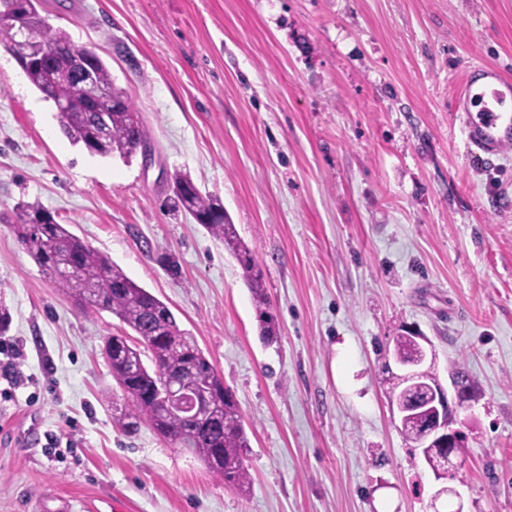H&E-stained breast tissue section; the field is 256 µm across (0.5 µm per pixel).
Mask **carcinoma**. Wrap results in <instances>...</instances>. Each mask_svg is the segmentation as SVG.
Returning <instances> with one entry per match:
<instances>
[{"label": "carcinoma", "mask_w": 512, "mask_h": 512, "mask_svg": "<svg viewBox=\"0 0 512 512\" xmlns=\"http://www.w3.org/2000/svg\"><path fill=\"white\" fill-rule=\"evenodd\" d=\"M44 2L0 0V8L11 6L24 12L29 48L41 55L26 77L44 100L67 104V111L55 113L64 135L102 158L117 156L127 161L137 151L151 148L148 128L126 93L115 87L105 61L65 30L44 32ZM68 46L91 59L98 86L112 89V108L105 113L108 131L102 138L96 136L99 113L89 111L87 86L77 75L72 56L64 51ZM173 190L184 212L236 257L258 311L261 335L268 342L276 339V321L269 312L261 269L225 216L224 205L186 175L175 176ZM16 218L15 229L27 253L57 287L82 311H109L134 332L133 343L126 336L105 337L104 352L112 377L135 408V418L144 419L157 435L198 457L212 473L224 478L226 486L247 490L250 478L243 450L248 439L238 402L195 338L180 329L171 309L39 204L18 205ZM164 374L175 379L183 375L211 378L213 418L201 421L167 411L158 392ZM388 383L399 391L404 406L419 397L417 391L402 388L397 374H391Z\"/></svg>", "instance_id": "1"}]
</instances>
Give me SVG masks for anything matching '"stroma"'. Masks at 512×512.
<instances>
[{
    "instance_id": "1",
    "label": "stroma",
    "mask_w": 512,
    "mask_h": 512,
    "mask_svg": "<svg viewBox=\"0 0 512 512\" xmlns=\"http://www.w3.org/2000/svg\"><path fill=\"white\" fill-rule=\"evenodd\" d=\"M95 48L152 158L72 145L0 46V211L39 202L171 308L238 401L247 492L148 425L79 312L0 224V308L31 382L0 380V512H433L442 482L401 431L386 351L414 331L454 426L464 512H512V150L470 147L469 63L512 74V0H50ZM216 194L263 274L266 345L234 257L170 200ZM59 434L63 444L46 445Z\"/></svg>"
}]
</instances>
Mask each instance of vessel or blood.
Returning a JSON list of instances; mask_svg holds the SVG:
<instances>
[{"label": "vessel or blood", "instance_id": "b4317fda", "mask_svg": "<svg viewBox=\"0 0 512 512\" xmlns=\"http://www.w3.org/2000/svg\"><path fill=\"white\" fill-rule=\"evenodd\" d=\"M453 108L463 115L468 140L487 154L512 149V77L498 66H468Z\"/></svg>", "mask_w": 512, "mask_h": 512}]
</instances>
